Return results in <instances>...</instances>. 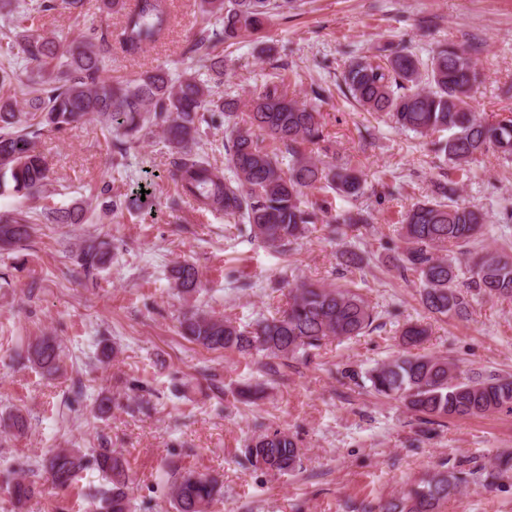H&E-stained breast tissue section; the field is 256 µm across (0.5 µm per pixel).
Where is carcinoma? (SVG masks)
<instances>
[{"instance_id":"carcinoma-1","label":"carcinoma","mask_w":512,"mask_h":512,"mask_svg":"<svg viewBox=\"0 0 512 512\" xmlns=\"http://www.w3.org/2000/svg\"><path fill=\"white\" fill-rule=\"evenodd\" d=\"M109 10L124 11L123 25L112 33L93 28L66 50L53 36L38 33L5 36L0 55L9 68L0 67V81L11 80L14 58L22 56L43 71L38 86L25 92L26 111L17 101L0 98V194L35 197L48 185V171L35 151L33 138L40 131L61 132L82 121L98 118L126 138L130 145L140 137L162 130L172 154L171 179L179 196L190 197L208 211L222 213L249 226L250 235L265 246L278 249L301 238L310 224H322L328 208L303 199L304 190L327 183L336 193L357 197L363 193L362 176L346 164L330 165L305 153L304 145L323 139L321 113L288 94L281 74L272 76L249 101L251 127H233L224 143L226 179L213 167L209 153L199 148L205 113L234 116L236 103L225 98L201 78V69L224 74L222 61L210 57L213 42L235 39L243 32L259 31L268 16L284 13L291 0H201L202 11L220 15L223 30L202 28L186 50L198 68L187 67L177 75L164 68L141 74L129 82L108 83L101 72L112 40L126 52L137 54L163 39L171 26L168 0H104ZM63 6L81 12L83 0H36L22 11L50 12ZM481 82V73L469 51L442 44L423 60L392 43L373 56L353 58L343 72L350 96L368 112H385L395 127L420 137L447 131L436 142L437 151L456 166H466L492 148L512 158V119L489 121L471 112L469 99ZM456 189L437 186L438 198L412 205L402 226L403 246L398 268L413 273L419 282L424 309L443 317L465 318L475 295L512 300V260L487 250L465 266L448 259L455 251L464 257L479 241L486 214L474 205L454 199ZM87 205L76 201L56 211V224H81ZM372 214L365 210L337 215L332 221L353 228L368 225ZM29 212L0 215V247L20 246L31 236ZM110 256L106 245L87 241L75 257L85 277L92 278ZM171 279L184 294L200 285L197 268L180 263ZM374 308L349 288H331L301 282L289 290L288 309L278 317L264 318L243 328L228 317L191 312L180 321V331L195 344L211 351L261 353L268 358L288 359L304 355L326 339H349L371 328ZM428 336L419 322L407 323L400 332L405 350L368 374L371 390L401 402L421 421L434 424L453 417L482 416L503 409L512 411V375L469 373L457 370L448 358L412 354ZM28 362L56 372L58 346L49 337L28 345ZM300 449L293 436L274 430L259 435L248 448V460L258 468L288 473L295 469ZM86 462L78 448H61L45 462L51 484L70 486ZM96 466L110 479L102 498V512H131L128 495L131 475L125 460L107 448L95 456ZM459 473L439 471L408 488L400 497L379 505V512H440L443 504L460 493ZM35 484L16 480L9 494L18 505L35 494ZM222 497L215 477L188 470L176 481L174 512H210Z\"/></svg>"}]
</instances>
